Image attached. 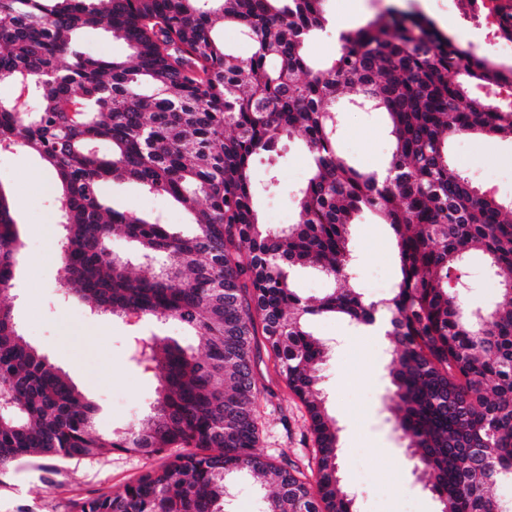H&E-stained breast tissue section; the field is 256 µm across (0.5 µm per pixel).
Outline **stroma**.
Instances as JSON below:
<instances>
[{
    "instance_id": "obj_1",
    "label": "stroma",
    "mask_w": 512,
    "mask_h": 512,
    "mask_svg": "<svg viewBox=\"0 0 512 512\" xmlns=\"http://www.w3.org/2000/svg\"><path fill=\"white\" fill-rule=\"evenodd\" d=\"M398 2L484 53L479 30L464 15L450 11L448 0ZM337 108L342 114L341 155L360 169L387 166L391 136L385 115L352 110L343 101ZM450 157L475 185L512 199V139L461 136L452 142ZM305 158L300 135L285 140L279 160L280 186L260 193L256 200L264 223L280 213L286 223L295 222L290 198L307 179ZM0 187L19 205L16 232L21 243L14 286L0 296V302L10 307L25 339L96 404V430L124 432L153 402L158 385L154 373L143 372L131 359L134 335L172 336L192 347L197 346V337L173 320L160 324L145 319L134 329L122 320L91 315L80 301L62 299L57 290L60 237L51 171L24 148L0 149ZM105 190L114 208L166 216L171 231L181 235L194 229L191 215L165 196L147 193L129 181L107 184ZM350 244L354 286L365 300L381 302L397 273L391 229L376 216L363 214L350 229ZM466 281L467 306L488 309L498 301V280L489 274L481 251H471ZM308 329L332 348L320 367V387L327 411L340 427L339 476L355 497L356 512H438L437 500L414 474L412 460L386 420L389 343L371 339L366 330L334 314L312 317ZM253 356L260 390L256 453L314 477L316 444L304 406L269 357L264 336H257ZM164 461L161 455L147 458L116 450L92 461L55 462L47 479L34 466L14 465L0 470V512H75L76 503L120 493L130 481Z\"/></svg>"
}]
</instances>
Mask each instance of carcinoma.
Here are the masks:
<instances>
[{
  "instance_id": "1",
  "label": "carcinoma",
  "mask_w": 512,
  "mask_h": 512,
  "mask_svg": "<svg viewBox=\"0 0 512 512\" xmlns=\"http://www.w3.org/2000/svg\"><path fill=\"white\" fill-rule=\"evenodd\" d=\"M327 0H0V87L40 100L21 108L0 94V146L36 152L58 180L61 295L96 315L176 320L203 355L156 334L132 359L159 371L150 411L121 434L94 428L96 407L21 335L0 306V468L94 459L111 450L165 454L117 495L76 512H230L231 478L272 483L264 512H352L341 483L336 420L319 366L327 345L310 315L340 313L357 328L381 322L393 346L386 410L429 479L439 512H508L492 494L512 479V203L462 175L455 136L512 139V107L473 92L512 85L504 67L461 45L419 12L395 6L340 34L339 51L312 61L307 42L329 26ZM106 27L125 58L84 51L76 34ZM251 44L231 52L219 30ZM348 102L387 114L388 176L340 154ZM297 133L310 177L291 197L297 221L264 224L255 206V158L276 157ZM129 180L188 210L195 231L162 216L107 206L103 186ZM370 212L396 239L399 276L389 298L368 303L350 283L349 227ZM19 213L0 192V274L15 278ZM138 244L151 272L133 276L109 242ZM482 247L499 302L463 306L469 248ZM312 267L337 287L316 305L292 287ZM262 331L288 387L310 416L315 482L253 452L259 392L251 356Z\"/></svg>"
}]
</instances>
